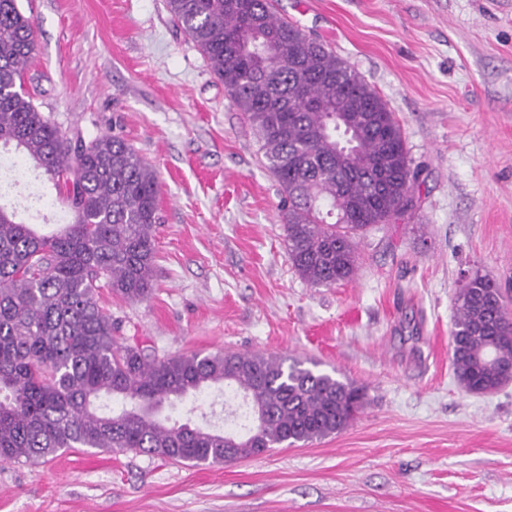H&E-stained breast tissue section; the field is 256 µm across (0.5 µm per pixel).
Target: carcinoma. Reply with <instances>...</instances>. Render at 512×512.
I'll return each mask as SVG.
<instances>
[{"mask_svg":"<svg viewBox=\"0 0 512 512\" xmlns=\"http://www.w3.org/2000/svg\"><path fill=\"white\" fill-rule=\"evenodd\" d=\"M166 5L259 133L296 273L314 286L352 280L368 230L413 207L405 188L418 171L394 113L345 61L279 17L272 0ZM36 50L33 16L18 0H0V146H14L72 214L43 235L0 205V460L92 448L222 465L346 429L366 389L300 361L233 352L158 358L119 341L99 290L128 301L150 296L157 174L122 137H70L37 109L23 88ZM338 112L367 115L351 141L336 131ZM508 315L494 281L466 280L451 332L452 367L466 392L512 381ZM221 385L242 395L246 433L159 417L164 405Z\"/></svg>","mask_w":512,"mask_h":512,"instance_id":"cac0c4a2","label":"carcinoma"}]
</instances>
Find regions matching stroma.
<instances>
[{
	"mask_svg": "<svg viewBox=\"0 0 512 512\" xmlns=\"http://www.w3.org/2000/svg\"><path fill=\"white\" fill-rule=\"evenodd\" d=\"M39 22L26 87L85 138L118 134L155 169L150 297L100 302L128 344L263 353L367 390L340 433L214 466L86 448L0 462V512H512V383L465 392L450 363L466 275L512 288V0H277L398 119L414 206L358 244L353 280L292 268L261 142L166 0H19ZM0 202L71 215L42 174Z\"/></svg>",
	"mask_w": 512,
	"mask_h": 512,
	"instance_id": "35a3bbf8",
	"label": "stroma"
}]
</instances>
